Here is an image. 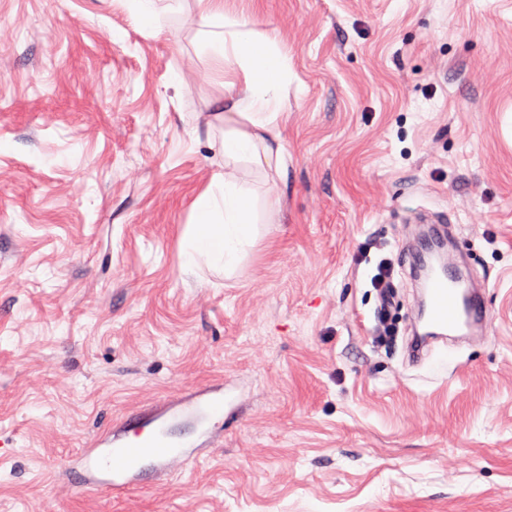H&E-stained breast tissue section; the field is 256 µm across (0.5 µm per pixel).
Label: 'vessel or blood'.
Returning <instances> with one entry per match:
<instances>
[{
    "label": "vessel or blood",
    "instance_id": "vessel-or-blood-1",
    "mask_svg": "<svg viewBox=\"0 0 512 512\" xmlns=\"http://www.w3.org/2000/svg\"><path fill=\"white\" fill-rule=\"evenodd\" d=\"M482 320V309L470 290L458 288L450 277H434L426 290V328L416 336L413 353L419 357L431 342L474 334L481 329ZM224 412L223 385L187 394L147 418L129 419L112 428L99 438L97 451L83 454L79 463L92 483L123 493L144 472L160 475L174 461L199 456L218 432ZM177 418H190L201 425L194 448L169 442L163 424Z\"/></svg>",
    "mask_w": 512,
    "mask_h": 512
}]
</instances>
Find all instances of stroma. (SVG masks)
I'll return each instance as SVG.
<instances>
[{
  "mask_svg": "<svg viewBox=\"0 0 512 512\" xmlns=\"http://www.w3.org/2000/svg\"><path fill=\"white\" fill-rule=\"evenodd\" d=\"M224 2L289 72L287 178L229 277L181 255L218 159L199 19L0 0V512H512V0ZM428 216L487 318L415 364ZM216 383L200 460L120 497L71 468Z\"/></svg>",
  "mask_w": 512,
  "mask_h": 512,
  "instance_id": "1",
  "label": "stroma"
}]
</instances>
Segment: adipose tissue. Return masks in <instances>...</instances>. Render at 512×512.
<instances>
[{
    "mask_svg": "<svg viewBox=\"0 0 512 512\" xmlns=\"http://www.w3.org/2000/svg\"><path fill=\"white\" fill-rule=\"evenodd\" d=\"M201 20L213 27L208 44L216 72L229 59L240 70L223 83L219 100L224 121L220 153L223 165L214 172L195 204V221L184 233L183 258L187 266L206 265L235 272L261 237L254 183L238 177L234 165L248 162L274 164L278 176L288 168L278 125L284 108L288 68L279 52L277 34H255L245 17L224 9V0H196Z\"/></svg>",
    "mask_w": 512,
    "mask_h": 512,
    "instance_id": "obj_1",
    "label": "adipose tissue"
}]
</instances>
